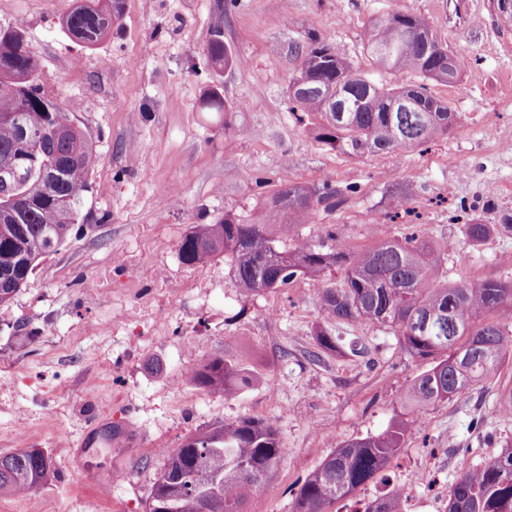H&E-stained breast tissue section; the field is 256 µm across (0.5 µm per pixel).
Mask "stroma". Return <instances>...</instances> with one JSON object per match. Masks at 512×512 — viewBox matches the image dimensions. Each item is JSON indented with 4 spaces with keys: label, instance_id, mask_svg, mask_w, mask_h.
<instances>
[{
    "label": "stroma",
    "instance_id": "35a3bbf8",
    "mask_svg": "<svg viewBox=\"0 0 512 512\" xmlns=\"http://www.w3.org/2000/svg\"><path fill=\"white\" fill-rule=\"evenodd\" d=\"M74 3L0 0V25L24 29L45 91L96 155L71 236L0 305V453L39 448L56 470L34 495L0 493V512H146L168 451L243 418L271 424L284 452L244 512H292L327 456L402 413L431 362L389 329L326 319L320 293L338 270L245 296L227 261L185 265L179 244L227 213L253 221L277 186L327 183L354 192L301 225V239L317 243L335 225L356 249L416 228L447 247L449 282L512 280V231L474 245L462 215L496 224L512 213V24L493 0H126L119 30L87 50L58 24ZM394 10L425 15L468 58L459 83L431 86L459 120L427 144L352 159L291 110L297 48L329 35L375 82L418 84L365 47L368 22ZM218 26L238 59L220 74L206 56ZM213 86L227 112L202 111ZM323 328L360 353H317ZM242 354L253 379L234 397L188 378L209 358ZM506 388L511 359L469 393L414 410L398 458L328 512H357L404 482L403 512H446L458 478L512 438V415L494 411Z\"/></svg>",
    "mask_w": 512,
    "mask_h": 512
}]
</instances>
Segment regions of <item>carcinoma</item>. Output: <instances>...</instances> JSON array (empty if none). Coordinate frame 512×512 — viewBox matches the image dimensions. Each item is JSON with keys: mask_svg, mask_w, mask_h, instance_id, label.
Masks as SVG:
<instances>
[{"mask_svg": "<svg viewBox=\"0 0 512 512\" xmlns=\"http://www.w3.org/2000/svg\"><path fill=\"white\" fill-rule=\"evenodd\" d=\"M120 4L79 0L60 17V25L70 37H79L82 48L91 49L121 25ZM25 42L23 28L0 26V163L11 155L27 156L15 170L0 166V305L12 299L39 260L67 241L81 217L95 157L85 132L44 92L40 63ZM365 42L376 63L409 68L424 83L379 84L358 71L334 42L309 37L289 96L292 111L316 119V138L350 158H362L413 148L447 133L456 113L427 82H457L463 58L437 40L429 20L395 11L370 23ZM207 54L218 72L237 63L220 27ZM202 109L228 111L219 87L203 94ZM344 202V190L328 185H280L266 197L254 223L227 214L215 224L195 225L179 244V257L189 266L224 257L245 295L339 269L341 284L321 291L328 319L389 327L408 354L436 357L435 365L406 390L407 407L459 397L512 357L506 339L512 332V281L450 284L440 275L446 250L415 234L356 251L334 230L317 244L294 238L296 228L312 223L318 210L332 212ZM465 228L470 241L480 245L511 231L512 216H503L499 224L472 219ZM316 346L321 352L339 350L337 338L325 329L317 332ZM189 379L230 397L249 386L252 375L245 359L215 356ZM411 433L412 422L399 420L380 434L341 445L304 482L295 512H327L396 458ZM282 458L276 430L260 420L244 418L199 432L167 453L165 468L154 478L148 512H243L251 496L269 485ZM53 475L51 459L39 448L0 453L1 493L31 494ZM403 499L394 486L366 502L364 512H401ZM448 512H512V443L457 480Z\"/></svg>", "mask_w": 512, "mask_h": 512, "instance_id": "obj_1", "label": "carcinoma"}]
</instances>
